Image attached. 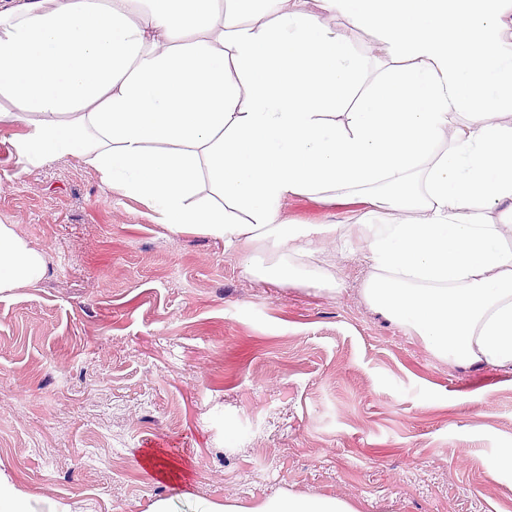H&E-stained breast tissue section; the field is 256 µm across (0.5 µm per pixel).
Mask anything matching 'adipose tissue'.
<instances>
[{"instance_id": "1", "label": "adipose tissue", "mask_w": 512, "mask_h": 512, "mask_svg": "<svg viewBox=\"0 0 512 512\" xmlns=\"http://www.w3.org/2000/svg\"><path fill=\"white\" fill-rule=\"evenodd\" d=\"M317 2L316 16L288 0H0V122L24 125L11 145L27 165L80 158L170 231L245 249L270 284L329 278L303 259L336 227L283 223L289 196L360 199L367 302L441 358L511 372L512 0ZM324 13L394 62L343 120L363 63ZM256 243L279 261L254 265ZM44 274L1 224L0 295ZM0 512L56 506L0 469ZM198 512L358 510L284 492Z\"/></svg>"}]
</instances>
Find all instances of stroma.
<instances>
[{"label":"stroma","mask_w":512,"mask_h":512,"mask_svg":"<svg viewBox=\"0 0 512 512\" xmlns=\"http://www.w3.org/2000/svg\"><path fill=\"white\" fill-rule=\"evenodd\" d=\"M323 21L371 85L390 60ZM0 123V223L44 277L0 296V469L72 512L252 505L285 491L358 512H512V373L458 366L363 296L360 242L312 255L336 291L273 285L211 236L172 233L81 160L34 168ZM297 194L288 224L360 223ZM164 455L169 479L146 455Z\"/></svg>","instance_id":"stroma-1"}]
</instances>
